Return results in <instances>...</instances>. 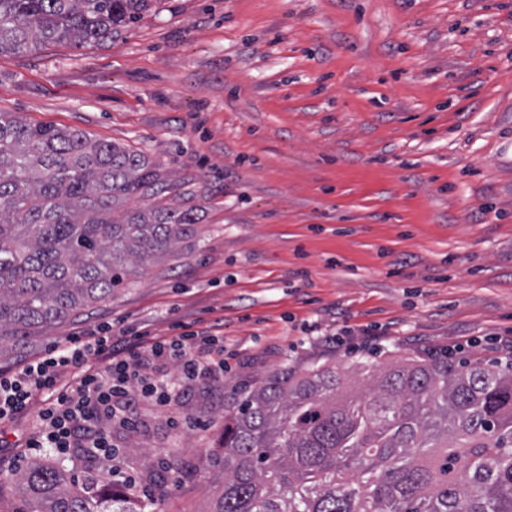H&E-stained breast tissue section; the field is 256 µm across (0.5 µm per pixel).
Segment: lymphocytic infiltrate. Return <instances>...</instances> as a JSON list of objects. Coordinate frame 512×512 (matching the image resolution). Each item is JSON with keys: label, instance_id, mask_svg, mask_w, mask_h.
<instances>
[{"label": "lymphocytic infiltrate", "instance_id": "f902f5d3", "mask_svg": "<svg viewBox=\"0 0 512 512\" xmlns=\"http://www.w3.org/2000/svg\"><path fill=\"white\" fill-rule=\"evenodd\" d=\"M155 360L175 365L178 382L200 377L217 382L224 376V341L205 331L161 342L143 332L116 336L108 329L65 338L43 356L0 371V423L24 416L32 402H39L29 450L104 458L111 463L112 477L129 482L115 463L112 431L131 426L141 402L170 409L176 381L144 372Z\"/></svg>", "mask_w": 512, "mask_h": 512}]
</instances>
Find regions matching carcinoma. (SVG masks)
Wrapping results in <instances>:
<instances>
[{"label":"carcinoma","mask_w":512,"mask_h":512,"mask_svg":"<svg viewBox=\"0 0 512 512\" xmlns=\"http://www.w3.org/2000/svg\"><path fill=\"white\" fill-rule=\"evenodd\" d=\"M151 0H0V54L99 46ZM161 166L123 144L0 112V354L112 298L194 232L157 201ZM154 199L133 208L132 200ZM363 394L327 363L284 370L224 417L212 512H512V368L416 356L358 364ZM11 512H146L110 475L32 462Z\"/></svg>","instance_id":"cac0c4a2"}]
</instances>
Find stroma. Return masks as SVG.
Returning <instances> with one entry per match:
<instances>
[{
  "mask_svg": "<svg viewBox=\"0 0 512 512\" xmlns=\"http://www.w3.org/2000/svg\"><path fill=\"white\" fill-rule=\"evenodd\" d=\"M0 112L145 152L194 235L10 370L111 324L224 338V383L113 442L150 512H206L196 468L224 416L283 369L428 351L503 361L512 340V0H155L99 47L0 54ZM34 415L0 425L4 484ZM177 462L159 492L145 464Z\"/></svg>",
  "mask_w": 512,
  "mask_h": 512,
  "instance_id": "stroma-1",
  "label": "stroma"
}]
</instances>
